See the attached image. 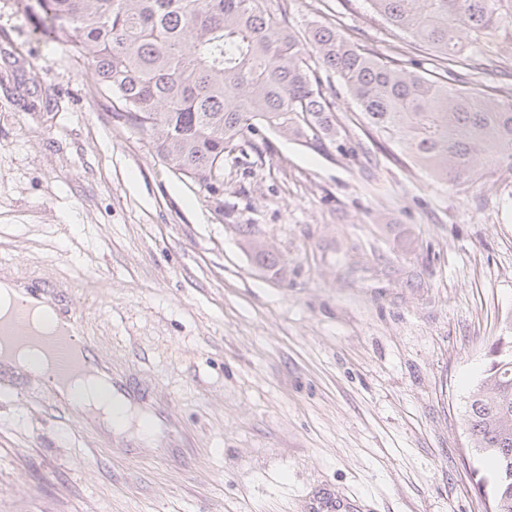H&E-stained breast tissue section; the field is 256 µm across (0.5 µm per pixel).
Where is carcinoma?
<instances>
[{
	"mask_svg": "<svg viewBox=\"0 0 512 512\" xmlns=\"http://www.w3.org/2000/svg\"><path fill=\"white\" fill-rule=\"evenodd\" d=\"M368 4L408 35L414 59L359 45L330 24L296 30L288 0H34L25 9L87 61L111 94L112 117L173 173L210 191L224 185V156L249 133L266 129L317 149L335 140L334 77L391 155L435 180L512 170V98L453 70L512 15V0ZM251 248L259 264L285 272L264 244ZM464 425L492 464L479 491L493 512H512V315L468 393Z\"/></svg>",
	"mask_w": 512,
	"mask_h": 512,
	"instance_id": "cac0c4a2",
	"label": "carcinoma"
}]
</instances>
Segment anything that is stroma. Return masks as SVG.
<instances>
[{
    "instance_id": "1",
    "label": "stroma",
    "mask_w": 512,
    "mask_h": 512,
    "mask_svg": "<svg viewBox=\"0 0 512 512\" xmlns=\"http://www.w3.org/2000/svg\"><path fill=\"white\" fill-rule=\"evenodd\" d=\"M314 20L386 55L409 41L366 0H297L292 25ZM39 25L0 0V270L77 310L159 428L115 440L0 368V512H485L462 410L512 312V170L395 163L341 90L335 142L265 132L262 157L225 156L217 200ZM457 70L511 96L512 36Z\"/></svg>"
}]
</instances>
